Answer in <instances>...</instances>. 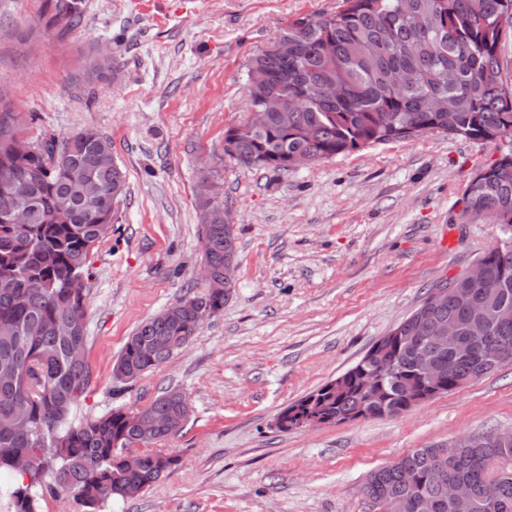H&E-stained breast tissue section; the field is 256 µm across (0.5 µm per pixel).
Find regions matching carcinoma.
Here are the masks:
<instances>
[{"label": "carcinoma", "mask_w": 512, "mask_h": 512, "mask_svg": "<svg viewBox=\"0 0 512 512\" xmlns=\"http://www.w3.org/2000/svg\"><path fill=\"white\" fill-rule=\"evenodd\" d=\"M85 0H45L47 27H77ZM512 29V0H340L329 14L301 15L247 62V118L224 131V153L250 168L286 174L292 158L312 165L377 144L439 132L506 147L501 159L467 185L462 202L475 223L511 236L486 251L484 279L457 275L448 295L428 311L430 324L455 329V343L419 334L382 355L383 391L368 398L355 364L286 406L277 428L313 421L340 424L366 411L395 417L420 395L425 361L451 387L512 363V91L500 80L498 47ZM405 70L396 84L390 73ZM28 124L0 111V512H43L46 496L71 495L84 512L114 498H134L178 464L152 445L178 435L189 419L186 400L167 390L141 408L154 421L145 434L127 411L92 419L73 416L90 379L86 357V289L92 250L112 234L126 173L112 142L94 128L51 137L27 149ZM203 260L218 288L185 296L141 323L128 337L113 378L133 381L166 363L224 308L232 285L224 264L238 258L220 171L200 177ZM38 454L37 464L19 468ZM136 458L133 468L124 454ZM473 488L467 508L448 498L439 475ZM495 484L497 505L481 487ZM377 512H512V441L485 433L479 448H415L398 468L372 471L364 486Z\"/></svg>", "instance_id": "cac0c4a2"}]
</instances>
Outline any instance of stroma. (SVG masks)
<instances>
[{
	"label": "stroma",
	"mask_w": 512,
	"mask_h": 512,
	"mask_svg": "<svg viewBox=\"0 0 512 512\" xmlns=\"http://www.w3.org/2000/svg\"><path fill=\"white\" fill-rule=\"evenodd\" d=\"M44 0H0V81L31 135L91 127L110 138L128 191L92 252L86 296L91 383L78 417L135 410L177 389L191 413L160 442L179 464L105 512H373L375 468L463 435L512 431V365L396 417L288 432L279 412L354 366L430 288L495 246L493 224L456 225L464 190L495 144L427 133L282 175L224 153L246 116V63L289 19L338 0H86L66 36ZM111 63L88 79L85 62ZM220 170L238 237L223 310L136 381L112 379L128 336L199 292L195 191Z\"/></svg>",
	"instance_id": "35a3bbf8"
}]
</instances>
